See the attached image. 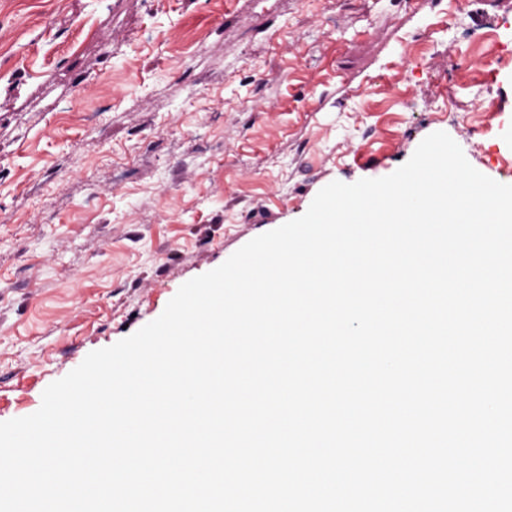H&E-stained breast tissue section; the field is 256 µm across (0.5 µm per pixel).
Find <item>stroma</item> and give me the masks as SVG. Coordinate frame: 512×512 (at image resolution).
Wrapping results in <instances>:
<instances>
[{"label": "stroma", "instance_id": "obj_1", "mask_svg": "<svg viewBox=\"0 0 512 512\" xmlns=\"http://www.w3.org/2000/svg\"><path fill=\"white\" fill-rule=\"evenodd\" d=\"M436 131L512 184V0H0V422Z\"/></svg>", "mask_w": 512, "mask_h": 512}]
</instances>
